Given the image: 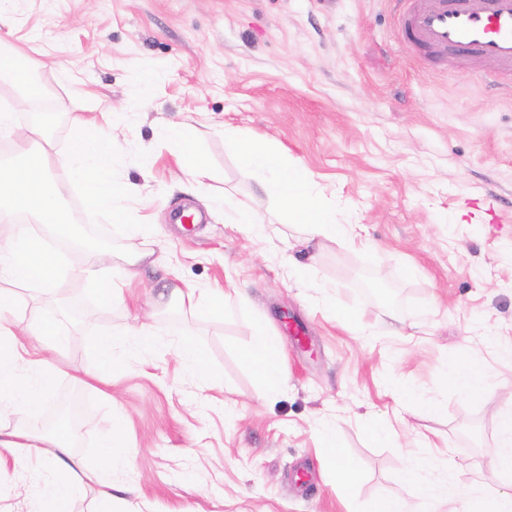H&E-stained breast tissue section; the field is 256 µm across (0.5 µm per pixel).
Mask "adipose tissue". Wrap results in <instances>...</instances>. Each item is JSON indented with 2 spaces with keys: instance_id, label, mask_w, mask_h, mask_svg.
Instances as JSON below:
<instances>
[{
  "instance_id": "obj_1",
  "label": "adipose tissue",
  "mask_w": 512,
  "mask_h": 512,
  "mask_svg": "<svg viewBox=\"0 0 512 512\" xmlns=\"http://www.w3.org/2000/svg\"><path fill=\"white\" fill-rule=\"evenodd\" d=\"M33 63L12 51L0 49V97L15 86L25 85L31 95L40 87L32 79ZM107 113L77 114L71 118L73 140L66 162L72 181L83 188L86 206L113 222L125 220L123 203L136 197L139 185L121 180L114 172L111 149L105 148L98 136ZM160 139L172 146L182 159L181 172L187 181L205 190L209 209L224 213L228 224L242 225L253 236L261 235L263 223L241 207L230 193L212 194L208 188L214 172L204 154L193 143L183 124L163 123L158 127ZM224 140L238 159L255 176L257 185L278 205L286 218L299 228L301 245L322 247L324 242L352 240L353 227L338 224L329 218V210L312 174L300 162L288 160L268 144L253 139L245 132L228 129ZM70 183L55 180L46 172V162L39 157L28 164L0 171V204L7 203L28 213L32 222L57 230L67 227L65 196ZM154 255L149 247L124 252H95L74 276L96 283L98 306L111 308L123 295L124 283L135 275V269ZM57 261L44 240L19 225L8 238H0V391L9 390L11 405L18 411L33 415L51 390L58 370L44 360L19 363L18 348L30 339H46L61 343L64 331L55 317L23 323L8 289L9 284L51 287L57 281ZM231 289L200 290L185 283L171 288L169 298L191 311L207 310L218 317H228L234 309L229 305ZM159 345L156 331L145 322L133 330L131 340L118 338L116 330L96 335L92 348L97 367L79 376V383L100 378L103 370L118 357L132 350H153ZM280 340L266 326L254 327L253 337L240 352L242 361L263 386L278 391L285 382L280 368ZM451 378L463 392L482 395L489 389L490 368L477 354H464L450 369ZM501 453L492 466L489 484L472 489L446 491L425 480L420 469L407 465L398 474L399 482L418 498L435 503L446 499L462 504L461 512H512V493L499 490L502 482L512 484V410L497 411ZM76 422L66 419L52 428L42 430L26 426H0V452L7 453L15 466L23 468L28 480L39 489L28 512H71L73 501L89 487H96L94 512H115L112 483L107 478L114 463L128 462L130 452L114 435L104 436L103 466L87 469L74 454L70 443L76 433Z\"/></svg>"
}]
</instances>
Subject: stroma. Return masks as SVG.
I'll list each match as a JSON object with an SVG mask.
<instances>
[{
    "label": "stroma",
    "instance_id": "1",
    "mask_svg": "<svg viewBox=\"0 0 512 512\" xmlns=\"http://www.w3.org/2000/svg\"><path fill=\"white\" fill-rule=\"evenodd\" d=\"M394 12V0H0V41L35 61L41 87L0 102L14 127L0 134V165L18 163L16 134L36 128L35 111H51L49 173L68 181L71 115L112 113L102 139L113 144L114 171L142 187L126 214L150 225L162 258L107 310L88 281L61 279L52 299L36 286L14 290L24 320L58 317L67 343L45 353L63 372L40 412L27 419L5 406L0 424L42 428L50 411L78 400L73 451L88 467H99L98 442L111 431L135 450L112 470L119 512H368L403 494L404 464L429 456L435 482L484 483L500 452L493 411L512 409V363L500 355L512 343V96L474 61L404 47ZM163 122L190 124L215 192L234 193L273 225L281 215L221 130L275 146L312 173L337 223L354 225L366 248L332 242L311 259L292 254L287 236L257 239L220 212L174 223L202 193L159 145ZM65 207L114 250L138 247L122 224L85 208L80 185L71 183ZM292 256L313 262L320 288L286 276ZM168 263L198 287L242 288L237 316L162 305ZM395 318L421 329L389 334ZM146 319L162 347L107 370L108 393L74 383L96 365L94 335ZM259 321L281 341L286 385L276 394L240 357ZM187 337L219 388L180 361ZM473 350L491 366L487 398L449 375ZM395 378L418 400L400 406ZM431 403L440 413L427 412ZM327 422L357 472L352 492L321 464ZM372 425L391 439L373 440Z\"/></svg>",
    "mask_w": 512,
    "mask_h": 512
}]
</instances>
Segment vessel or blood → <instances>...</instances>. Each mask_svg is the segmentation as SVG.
I'll return each instance as SVG.
<instances>
[{"label":"vessel or blood","mask_w":512,"mask_h":512,"mask_svg":"<svg viewBox=\"0 0 512 512\" xmlns=\"http://www.w3.org/2000/svg\"><path fill=\"white\" fill-rule=\"evenodd\" d=\"M404 43L496 62L512 69V0H439L410 6L400 21Z\"/></svg>","instance_id":"obj_1"}]
</instances>
